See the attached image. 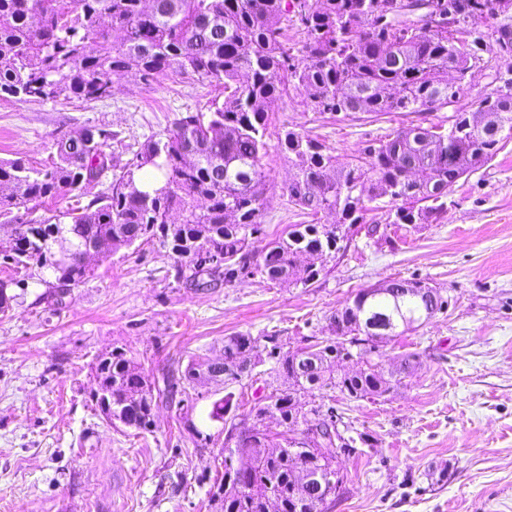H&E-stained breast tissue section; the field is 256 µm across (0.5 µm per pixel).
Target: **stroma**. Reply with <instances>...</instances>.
<instances>
[{"instance_id":"1","label":"stroma","mask_w":512,"mask_h":512,"mask_svg":"<svg viewBox=\"0 0 512 512\" xmlns=\"http://www.w3.org/2000/svg\"><path fill=\"white\" fill-rule=\"evenodd\" d=\"M497 44L486 39L454 111L472 112L496 88ZM121 89L85 102H20L0 97V161L43 167L59 132L105 124L118 131L114 175L149 140L163 137L181 111L206 110L221 89L171 73L146 84L116 76ZM440 112L353 114L313 110L287 87L268 116L263 159V231L253 258L293 224L335 223L288 200L293 171L276 143L306 132L346 161L368 141L443 120ZM433 224L389 223L371 211L344 251L325 260L311 286H277L258 275L197 289L176 279L168 250L152 239L94 261L95 275L49 312L30 285L0 312V512H215L208 490L224 474L226 423L244 418L257 390L282 387L268 365L254 382L204 381L181 405L160 403L151 430L108 422L92 399L97 360L121 349L151 383L195 356L223 358L224 339L275 335L290 347L331 338L330 318L361 289L392 279L420 280L449 299L447 312L386 339L379 364L402 353L418 364L377 400L326 392L350 433L372 448L344 459V494L331 512H512V141L460 179ZM376 235H369V228ZM229 401L224 420L214 403Z\"/></svg>"}]
</instances>
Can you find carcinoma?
Wrapping results in <instances>:
<instances>
[{
  "label": "carcinoma",
  "instance_id": "obj_1",
  "mask_svg": "<svg viewBox=\"0 0 512 512\" xmlns=\"http://www.w3.org/2000/svg\"><path fill=\"white\" fill-rule=\"evenodd\" d=\"M435 26L427 29L401 13L399 0H0V97L54 101L62 96L99 101L111 96L113 74L133 72L145 83L179 72L224 86L223 101L206 112H180L163 138L135 154L109 191L90 202L45 217L48 200L93 184L97 158L119 132L107 125L62 132L57 161L49 169L0 162V223L18 226L0 242V265L36 269L39 298L55 312L63 282L79 286L94 269L78 261L108 258L151 238L169 247L177 275L190 284H230L254 271L275 284L308 286L322 268L303 265L308 254L336 258L342 246L323 224H292L287 237L270 243L256 263L249 246L262 233L267 190L268 113L286 84L304 91L318 112H439L464 91L482 41L512 44L508 10L486 9L488 0H428ZM457 19L448 28V14ZM294 18L306 40L286 49L281 24ZM512 139V89H494L474 112H458L451 124L416 126L375 140L340 162L316 138L288 130L276 148L293 175L288 198L307 214L336 212L342 223L361 224L378 203L392 224H430L455 183L488 163ZM413 291L398 299L359 291L352 304L330 317L335 337L292 349L278 336L265 344L244 334L224 337L222 368L191 360L188 383L251 376V359L273 362L286 386L255 399L253 424L232 425L235 459L211 490L216 512H329L339 495L319 487L331 469L342 471L331 451L336 410L308 409L301 392L339 391L352 398L382 396L414 366L405 353L386 374L364 342L369 336H401L436 316L419 291L421 281L395 280ZM29 287L24 279L0 280V311ZM357 344L364 367L339 372L340 338ZM102 386H112V405L139 430L154 424L161 397L125 352L98 360ZM276 414L283 428L276 443L262 421ZM323 424L320 441L296 443L309 425Z\"/></svg>",
  "mask_w": 512,
  "mask_h": 512
}]
</instances>
